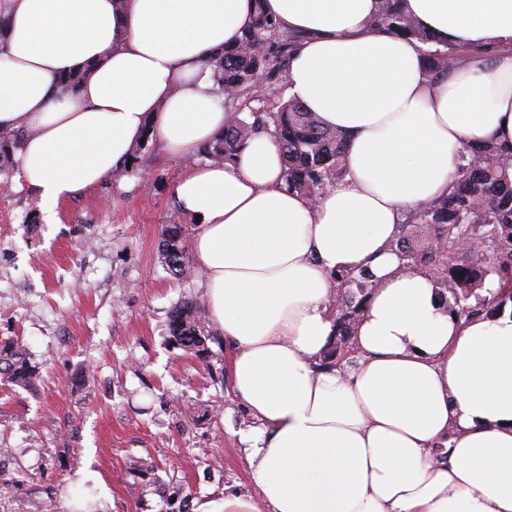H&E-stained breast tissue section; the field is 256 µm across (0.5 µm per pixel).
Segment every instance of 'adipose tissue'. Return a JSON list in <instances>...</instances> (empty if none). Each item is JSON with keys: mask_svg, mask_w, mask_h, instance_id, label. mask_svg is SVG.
Masks as SVG:
<instances>
[{"mask_svg": "<svg viewBox=\"0 0 512 512\" xmlns=\"http://www.w3.org/2000/svg\"><path fill=\"white\" fill-rule=\"evenodd\" d=\"M380 0H264L299 33L288 94L346 132L345 175L317 200L285 185L272 132L190 168L205 308L229 346L257 496L209 512H512V311L460 319L391 244L406 210L445 194L464 143L512 147V0H406L451 46L496 48L439 83L416 40L374 28ZM254 0H0V129L30 132L18 185L49 214L131 158L153 130L194 156L228 115L209 59ZM78 73L60 95L61 76ZM367 272L356 363L336 342L333 273Z\"/></svg>", "mask_w": 512, "mask_h": 512, "instance_id": "obj_1", "label": "adipose tissue"}]
</instances>
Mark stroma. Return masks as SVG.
<instances>
[{"instance_id":"1","label":"stroma","mask_w":512,"mask_h":512,"mask_svg":"<svg viewBox=\"0 0 512 512\" xmlns=\"http://www.w3.org/2000/svg\"><path fill=\"white\" fill-rule=\"evenodd\" d=\"M201 157L153 141L141 177L108 178L46 223L37 194L0 191V343L39 376L0 382V512H207L225 490L254 493L240 443L259 424L237 405L230 352L203 357L169 333L172 310L203 304L200 275L173 278L161 232L188 223L175 186Z\"/></svg>"}]
</instances>
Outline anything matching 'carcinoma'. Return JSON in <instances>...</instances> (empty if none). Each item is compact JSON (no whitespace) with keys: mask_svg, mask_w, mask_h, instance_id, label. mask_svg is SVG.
Masks as SVG:
<instances>
[{"mask_svg":"<svg viewBox=\"0 0 512 512\" xmlns=\"http://www.w3.org/2000/svg\"><path fill=\"white\" fill-rule=\"evenodd\" d=\"M254 2L252 20L238 43L209 60L213 78L224 93L229 121L224 133L204 146L200 155L214 163L231 161L253 133L272 127L288 189L315 199L344 176L347 135L321 126L297 100L282 99L288 60L300 35L281 28L264 10L263 0ZM372 24L421 43L425 72L432 81L447 76L468 57L486 53L479 48L439 47L435 37L404 12L402 0H382ZM25 136L23 129L0 130V168L12 159ZM153 138L154 134L146 133L144 142L132 150L130 166L120 167L113 176H142L138 151ZM467 232L485 239L483 251H457V238ZM162 236V263L172 276L186 275L193 262L189 248L192 226L167 224ZM393 246L397 252L409 255L414 269L426 271L441 304H448L445 293L451 294L453 304L448 305L457 315L502 311L505 300H512V163L506 162L491 141L465 144L448 194L415 210L400 225ZM490 267L498 276L497 289L489 291L490 297L478 300L475 308L469 300L482 287ZM334 279L338 288L335 308L339 342L325 360L344 367L353 363L352 323L371 283L365 273L354 276L342 272ZM169 330L185 352L199 356L206 351V319L192 302L173 310ZM36 377V368L14 344L0 345L1 381L26 387Z\"/></svg>","mask_w":512,"mask_h":512,"instance_id":"carcinoma-1","label":"carcinoma"}]
</instances>
